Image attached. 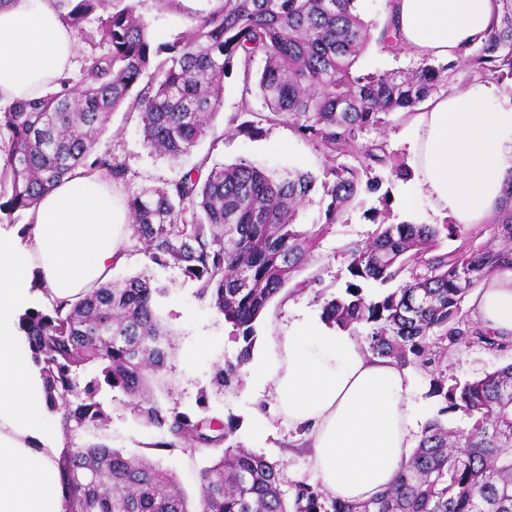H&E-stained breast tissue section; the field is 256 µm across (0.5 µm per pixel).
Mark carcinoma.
<instances>
[{
    "mask_svg": "<svg viewBox=\"0 0 512 512\" xmlns=\"http://www.w3.org/2000/svg\"><path fill=\"white\" fill-rule=\"evenodd\" d=\"M357 0H215L190 19L174 40L155 43L134 0H56L77 35L100 12L109 51L90 54L76 84L0 105V213L27 212L38 198L78 168L126 183L128 170L96 145L112 114H137L144 142L177 160L208 135L224 106V77L237 68L249 79L257 58L264 67L257 90L265 112L234 131L250 134L263 123L285 122L324 158L322 175L271 170L241 159L209 163L204 156L161 187L128 197L130 251L146 265L120 282L107 280L73 302L51 301L20 316L28 353L39 373L46 410L60 416L65 447L59 460L67 512H512V364L462 385L445 387L439 364L463 347L503 350L511 341L491 335L463 313L461 303L481 281L512 268V176L505 202L492 221L493 238L473 246L476 225L382 224L365 247L349 249L353 281L324 301L325 321L350 331L364 325L374 355L417 366L433 376V393L470 419L465 429L429 422L419 444L391 485L356 503L333 498L321 486L297 481L282 489L277 464L240 445H225L232 422L209 415V394L199 412L159 399L171 393L166 378L173 332L160 315L168 288L149 268L174 267L232 326L242 341L236 361L214 366L219 393L236 389L252 359L255 323L289 283L293 292L324 293L321 274L294 282L311 261L320 231L301 230L299 210L316 185L331 197L325 223H336L361 187L374 192L376 168L405 180L408 169L386 142L365 134L399 111H412L464 74L512 80V0L502 20L469 54L446 64L424 59L410 71L358 74L355 65L371 44L399 50L392 18L365 22ZM352 156L356 164L344 161ZM446 237L463 245L442 249ZM399 282L394 291L375 282ZM119 390L143 428L160 433L149 447L211 460L200 471L195 510L178 480L159 463L129 455L100 440L111 416L99 400Z\"/></svg>",
    "mask_w": 512,
    "mask_h": 512,
    "instance_id": "1",
    "label": "carcinoma"
}]
</instances>
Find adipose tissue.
<instances>
[{
	"instance_id": "ef3b65f1",
	"label": "adipose tissue",
	"mask_w": 512,
	"mask_h": 512,
	"mask_svg": "<svg viewBox=\"0 0 512 512\" xmlns=\"http://www.w3.org/2000/svg\"><path fill=\"white\" fill-rule=\"evenodd\" d=\"M399 41L418 59H453L500 22L501 0H392ZM76 38L54 0H0V102L52 89L75 55ZM505 93L476 77L420 107L408 137L413 177L438 215L465 226L498 209L512 173V108ZM24 247L0 233V512H65L59 424L44 414L37 372L20 345L18 315L32 297L73 299L127 260L130 233L112 203V184L80 169L29 210ZM39 288H32L31 280ZM470 314L491 334L512 336V270L474 294ZM272 383L281 417L324 490L366 501L389 486L411 457L423 407L410 372L372 355L349 331L289 324L268 353L249 363Z\"/></svg>"
}]
</instances>
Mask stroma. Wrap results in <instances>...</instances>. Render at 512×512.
Segmentation results:
<instances>
[{
	"label": "stroma",
	"instance_id": "1",
	"mask_svg": "<svg viewBox=\"0 0 512 512\" xmlns=\"http://www.w3.org/2000/svg\"><path fill=\"white\" fill-rule=\"evenodd\" d=\"M185 7V13L176 14L166 10L160 0L137 2V10L150 31L162 41L173 40L188 25L190 13L209 9L210 3L209 0H187ZM418 64V59L408 50L388 53L373 45L362 55L355 69L360 73L407 71ZM244 96L248 97L253 110H261L256 88L247 87L241 72L226 76L224 109L213 119L209 137L177 162L155 155L143 142L137 118L127 116L125 111H117L99 143L100 149L110 150L128 169V180L117 188L115 198L146 187L163 186L205 155L214 163L231 164L247 158L271 168L299 167L316 173L322 171V154L295 134L288 124L264 125L262 132L252 137L229 134V120ZM380 206L385 207L384 217L389 223L435 224L439 221L431 203L414 181L386 179L380 191L361 192L341 220L325 228L314 249L310 266L323 268L322 289L326 296L340 293L349 281L346 252L350 247L366 245L372 239L378 228L373 210ZM152 273L159 283L169 287L168 296L162 300L161 315L165 325L175 333L173 393L168 403L180 410L192 411L196 408L198 393L212 387L214 364L235 360L240 345L232 339L231 327L223 316L195 297L193 284L185 281L178 269L156 267ZM302 320L318 324L323 321L322 304L313 290L295 294L281 292L255 324L254 355L264 354L271 337L281 334L288 323ZM511 363L512 349L498 351L474 345L462 349L443 364V377L449 385L463 383ZM411 373L415 379V398L422 402L426 419L437 418L453 428L468 425L469 420L462 411L442 412L441 398L431 392L430 375L416 367ZM100 399L111 416L106 430L108 444L127 453L155 455L150 444L158 440V433L135 422L124 407L123 394L107 389ZM210 405L213 413L233 419L237 426L228 439L229 444L244 446L279 464L284 483L302 480L314 483L306 452L288 444L293 434L291 426L271 414L275 405L272 385H261L246 378L237 392L212 396ZM158 458L163 468L177 478L188 501H196L199 472L206 464L205 459L182 452L163 454Z\"/></svg>",
	"mask_w": 512,
	"mask_h": 512
}]
</instances>
